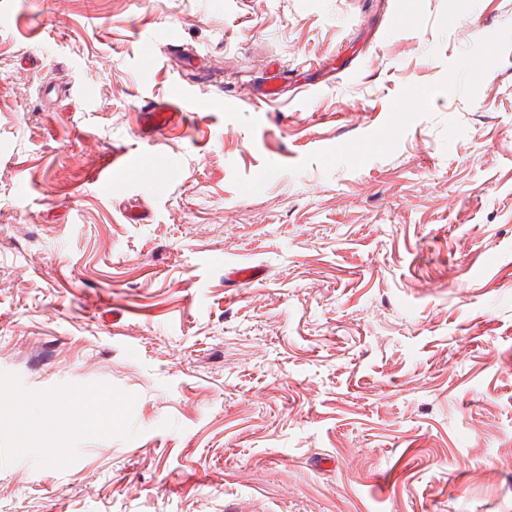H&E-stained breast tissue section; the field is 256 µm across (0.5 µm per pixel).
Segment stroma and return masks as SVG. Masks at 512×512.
Here are the masks:
<instances>
[{
    "label": "stroma",
    "mask_w": 512,
    "mask_h": 512,
    "mask_svg": "<svg viewBox=\"0 0 512 512\" xmlns=\"http://www.w3.org/2000/svg\"><path fill=\"white\" fill-rule=\"evenodd\" d=\"M1 236L0 512H512V0H0ZM283 79L284 76L281 69L272 70L262 86L257 87L251 84H244L240 89L239 99L261 102L276 100L285 93L284 85L282 84ZM169 96L162 100H149L146 101L145 115L150 120H157L158 122H152L142 132L145 137H153L161 130H166L167 127L177 125L181 127H192L195 125V117L190 114L187 109L189 102V89L181 82L176 80L173 83ZM172 117V120L167 124L168 118ZM167 125V126H166ZM143 169L140 160H136L124 152L112 150V161L95 175V180L112 181V178L137 180Z\"/></svg>",
    "instance_id": "obj_1"
}]
</instances>
